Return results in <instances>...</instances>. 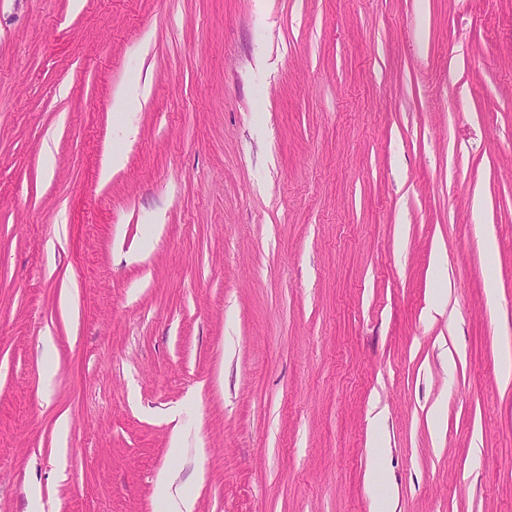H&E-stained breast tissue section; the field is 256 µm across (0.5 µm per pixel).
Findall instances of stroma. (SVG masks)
Masks as SVG:
<instances>
[{
	"instance_id": "35a3bbf8",
	"label": "stroma",
	"mask_w": 512,
	"mask_h": 512,
	"mask_svg": "<svg viewBox=\"0 0 512 512\" xmlns=\"http://www.w3.org/2000/svg\"><path fill=\"white\" fill-rule=\"evenodd\" d=\"M509 345L512 0H0V512H512Z\"/></svg>"
}]
</instances>
